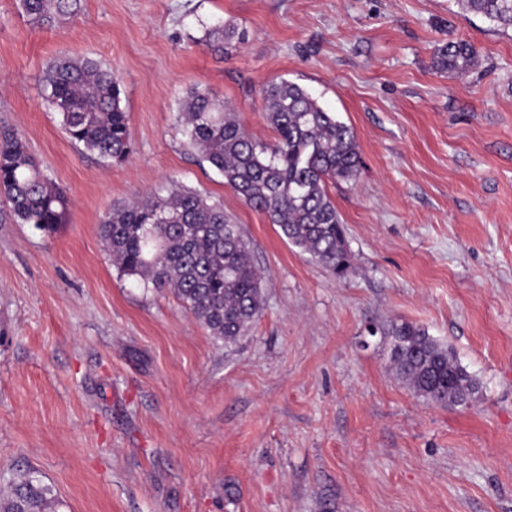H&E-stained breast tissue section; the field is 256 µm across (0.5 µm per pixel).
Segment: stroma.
<instances>
[{"mask_svg": "<svg viewBox=\"0 0 512 512\" xmlns=\"http://www.w3.org/2000/svg\"><path fill=\"white\" fill-rule=\"evenodd\" d=\"M233 25L223 57L204 30ZM469 42L464 74L438 48ZM121 80L135 147L107 165L42 89L56 57ZM287 79L351 126L356 180L328 184L353 265L288 244L190 149L193 88L271 142L260 90ZM71 201L51 236L0 197V493L32 473L56 512H512V31L459 0H80L37 27L0 0V126ZM182 185L241 224L264 308L227 347L167 289L121 276L112 206ZM405 320L480 382L469 407L399 383L371 326Z\"/></svg>", "mask_w": 512, "mask_h": 512, "instance_id": "obj_1", "label": "stroma"}]
</instances>
